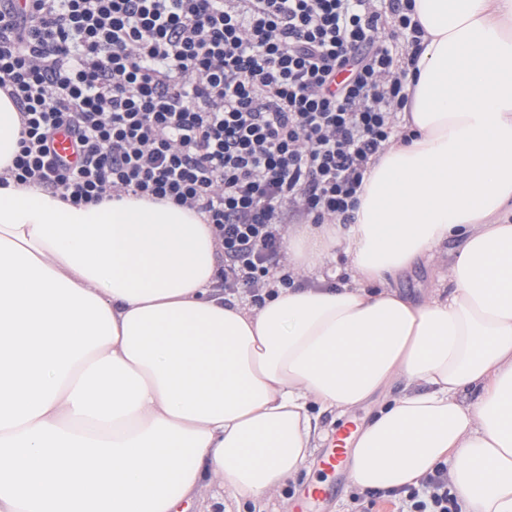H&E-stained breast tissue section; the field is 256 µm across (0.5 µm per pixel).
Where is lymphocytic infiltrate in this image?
<instances>
[{"label":"lymphocytic infiltrate","instance_id":"1","mask_svg":"<svg viewBox=\"0 0 512 512\" xmlns=\"http://www.w3.org/2000/svg\"><path fill=\"white\" fill-rule=\"evenodd\" d=\"M411 0H0V91L22 127L0 171L75 204L127 195L204 214L228 296L303 285L290 223L354 219L396 133ZM67 130L77 158L58 160ZM409 512H460L440 465Z\"/></svg>","mask_w":512,"mask_h":512}]
</instances>
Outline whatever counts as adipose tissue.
Instances as JSON below:
<instances>
[{
    "label": "adipose tissue",
    "mask_w": 512,
    "mask_h": 512,
    "mask_svg": "<svg viewBox=\"0 0 512 512\" xmlns=\"http://www.w3.org/2000/svg\"><path fill=\"white\" fill-rule=\"evenodd\" d=\"M410 18L402 132L353 223L288 234L317 285L228 300L196 211L0 185V512H178L207 482L256 503L297 481L323 413L374 400L353 484L445 463L461 512H512V0H413ZM20 139L0 92V170ZM452 240L427 297L390 288Z\"/></svg>",
    "instance_id": "obj_1"
}]
</instances>
